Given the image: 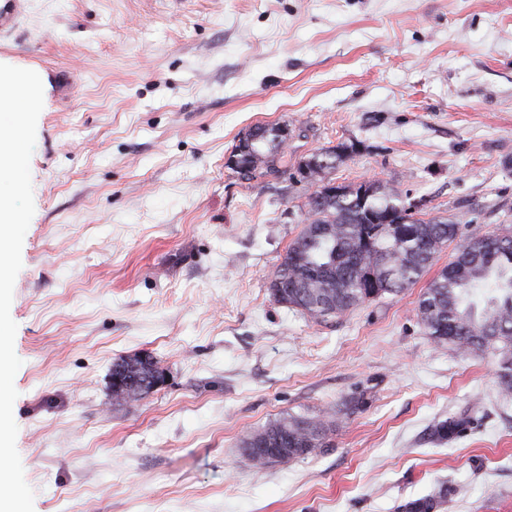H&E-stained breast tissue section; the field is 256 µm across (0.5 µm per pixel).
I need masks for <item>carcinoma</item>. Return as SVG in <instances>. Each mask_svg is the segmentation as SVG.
I'll return each instance as SVG.
<instances>
[{
  "instance_id": "carcinoma-1",
  "label": "carcinoma",
  "mask_w": 512,
  "mask_h": 512,
  "mask_svg": "<svg viewBox=\"0 0 512 512\" xmlns=\"http://www.w3.org/2000/svg\"><path fill=\"white\" fill-rule=\"evenodd\" d=\"M264 152L257 144L238 143L234 156L249 164L245 177L258 171L280 172L285 139L266 129ZM354 151L340 144L303 161L312 168L314 191L307 218L272 272L270 294L279 304L296 309L316 324H326L359 305L385 294L398 295L415 285L443 247L457 240V223L408 214V205L394 189L379 181L341 184L325 192L326 174ZM374 274L384 285L368 287ZM417 312L425 332L438 345L465 354H491L503 395L512 394V227L499 232H473L455 248L421 294ZM467 414L434 426V437L452 441L470 424ZM288 430L286 462L327 447L331 430L326 417L285 416L247 435L243 449L259 435ZM448 497L439 486L426 497L404 505L405 512H433Z\"/></svg>"
}]
</instances>
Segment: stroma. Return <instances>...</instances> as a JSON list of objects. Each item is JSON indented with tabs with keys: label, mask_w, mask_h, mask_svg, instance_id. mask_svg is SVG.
Instances as JSON below:
<instances>
[{
	"label": "stroma",
	"mask_w": 512,
	"mask_h": 512,
	"mask_svg": "<svg viewBox=\"0 0 512 512\" xmlns=\"http://www.w3.org/2000/svg\"><path fill=\"white\" fill-rule=\"evenodd\" d=\"M0 63L45 81L10 307L34 512H403L439 485L435 512H512V396L426 335L427 278L322 325L269 291L296 168L341 143L331 181L512 225V0H29ZM257 125L287 173L231 165ZM133 356L163 381L115 403ZM291 414L333 415L327 446L256 468L243 438ZM470 422L469 414L465 413L449 417L448 420L441 421L434 426V437L440 442H450L466 430Z\"/></svg>",
	"instance_id": "35a3bbf8"
}]
</instances>
